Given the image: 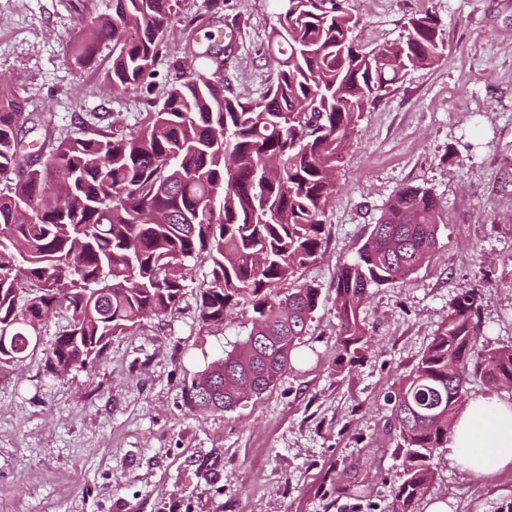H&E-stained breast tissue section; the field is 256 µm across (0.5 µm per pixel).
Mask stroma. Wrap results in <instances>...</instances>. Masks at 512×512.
I'll return each instance as SVG.
<instances>
[{"instance_id":"obj_1","label":"stroma","mask_w":512,"mask_h":512,"mask_svg":"<svg viewBox=\"0 0 512 512\" xmlns=\"http://www.w3.org/2000/svg\"><path fill=\"white\" fill-rule=\"evenodd\" d=\"M366 52L403 40L410 17L440 22L442 58L414 66L366 112L336 170L325 250L280 293L304 282L321 302L278 383L230 412L199 413L184 384L247 334V305L201 326L207 264L190 262L181 309L113 338L94 364L58 378L45 351L66 320L41 325L23 363L0 364V512H392L402 476L386 397L416 366L458 294L478 290L475 350L512 344V0H346ZM281 0H180L152 95L110 92L111 46L92 69L69 62L82 17L109 0H0V77L27 111L50 113L65 133L99 113L110 132L135 129L162 103L183 47L223 50L227 94L260 99L276 57L267 37ZM431 189L445 215L436 250L407 278L373 289L361 310L369 349L339 364L336 271L352 261L404 186ZM428 501L452 512H499L512 502V467L475 480L446 453L433 461Z\"/></svg>"}]
</instances>
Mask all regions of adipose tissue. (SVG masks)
<instances>
[{
    "label": "adipose tissue",
    "mask_w": 512,
    "mask_h": 512,
    "mask_svg": "<svg viewBox=\"0 0 512 512\" xmlns=\"http://www.w3.org/2000/svg\"><path fill=\"white\" fill-rule=\"evenodd\" d=\"M446 453L476 478L512 466V401L494 394L471 399L451 428Z\"/></svg>",
    "instance_id": "obj_1"
}]
</instances>
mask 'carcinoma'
<instances>
[{
	"mask_svg": "<svg viewBox=\"0 0 512 512\" xmlns=\"http://www.w3.org/2000/svg\"><path fill=\"white\" fill-rule=\"evenodd\" d=\"M87 16L71 43L78 69L112 45L110 90L144 87L155 75L179 0H111ZM268 35L277 73L259 100L224 93L219 52L185 49L216 64L209 76L174 64L161 106L121 138L58 132L52 118L25 111L0 79V364L25 361L52 313L70 319L46 352L57 377L102 357L114 336L150 316L179 310L188 262L209 265L199 290L203 326L250 306L247 335L184 387L201 413L234 410L274 387L318 308L320 288L277 286L315 260L327 242L326 209L336 195L341 144L361 115L417 63L442 58L439 20L413 16L405 40L364 52L360 17L336 0H287ZM42 131L43 166L23 170L19 135ZM443 212L424 186L402 188L358 249L338 268L339 359L351 367L368 350L360 309L370 290L402 279L432 256ZM482 297L452 299L448 317L390 397L402 451L396 512H415L448 444L465 393L512 387V346L474 351Z\"/></svg>",
	"mask_w": 512,
	"mask_h": 512,
	"instance_id": "carcinoma-1",
	"label": "carcinoma"
}]
</instances>
